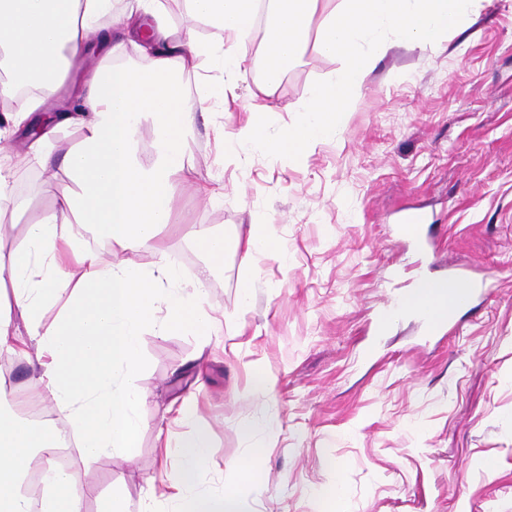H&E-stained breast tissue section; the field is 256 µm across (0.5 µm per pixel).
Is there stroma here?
Masks as SVG:
<instances>
[{
	"label": "stroma",
	"mask_w": 512,
	"mask_h": 512,
	"mask_svg": "<svg viewBox=\"0 0 512 512\" xmlns=\"http://www.w3.org/2000/svg\"><path fill=\"white\" fill-rule=\"evenodd\" d=\"M260 61L252 53L225 107L198 114L187 145L189 180L223 188V200L178 190L158 235L188 280L207 261L194 226L223 236L206 295L221 328L206 338L143 334L148 399L132 456L83 458L50 400L25 402V414L64 433L67 468L87 492L82 512H100L116 489L129 512L147 503L170 512L152 496L171 467L164 427L208 430L201 484L213 491L233 482L227 465L251 429L264 448L253 512H333L320 491L336 483L343 512H512V0H473L441 41L393 48L341 133L303 160L253 148L228 158L218 134L254 103L271 107L276 126L291 125L309 87L341 62L310 39L270 85ZM81 140L78 127L60 128L50 166L33 158L13 169L19 208L4 219L0 257L56 207L70 183L60 159ZM415 214L424 249L395 233ZM262 221L288 260L245 266L235 240ZM452 266L493 275L475 309L456 313V333L411 315L380 326L388 289L409 292L416 269L442 278ZM257 371L274 380L259 399L247 392ZM169 405L193 420L162 425Z\"/></svg>",
	"instance_id": "1"
}]
</instances>
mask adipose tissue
<instances>
[{"mask_svg":"<svg viewBox=\"0 0 512 512\" xmlns=\"http://www.w3.org/2000/svg\"><path fill=\"white\" fill-rule=\"evenodd\" d=\"M192 19L182 30L165 21L166 0H0V101L10 104L0 123L31 131L29 151L41 157L55 131L81 127L82 144L67 151L63 167L72 186L59 210L42 213L29 225L26 241L10 259L11 301L0 303V351L26 354L37 337L34 378L65 412L86 456L131 455L139 434L138 409L146 394L139 383L140 338L193 330L208 335L217 319L203 303L214 264L224 260V240L195 226L198 249L208 265L184 283L180 268L160 248L157 236L169 223L173 178L186 169L184 146L196 113L223 100L224 89L208 85L191 97L185 72L206 61L237 78L248 60L256 18L266 12L272 31L262 57L277 73L302 55L318 0H185ZM117 16V28L100 27ZM213 30L200 39L195 23ZM149 64L119 62L125 46ZM56 96L67 109L48 112ZM150 122L155 132L150 163L138 157L137 131ZM70 212L73 224L58 221ZM134 251H150V270L125 262H102L78 243V228ZM237 244L242 259H285L269 225H250ZM58 305L52 326H44L46 306ZM20 315L24 325L15 327ZM16 389L0 383V512H81L82 497L53 457L65 437L51 424H38L15 409ZM166 456L176 461L162 494L186 512H249L257 497L262 449H245L236 464L238 482L221 492L202 489L210 437L204 430L166 439ZM46 460L49 481L40 496L25 483L34 458Z\"/></svg>","mask_w":512,"mask_h":512,"instance_id":"1","label":"adipose tissue"}]
</instances>
